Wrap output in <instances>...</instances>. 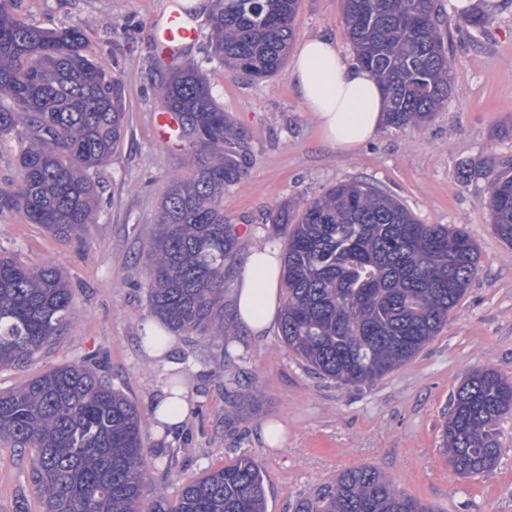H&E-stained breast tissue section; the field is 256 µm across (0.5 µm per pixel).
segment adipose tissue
Listing matches in <instances>:
<instances>
[{
    "label": "adipose tissue",
    "mask_w": 512,
    "mask_h": 512,
    "mask_svg": "<svg viewBox=\"0 0 512 512\" xmlns=\"http://www.w3.org/2000/svg\"><path fill=\"white\" fill-rule=\"evenodd\" d=\"M291 78L332 146L349 150L378 134L387 110L384 90L367 69L343 60L330 37L315 35L301 43ZM280 279L278 250L253 247L233 288L243 333L261 336L272 328L280 315Z\"/></svg>",
    "instance_id": "obj_1"
}]
</instances>
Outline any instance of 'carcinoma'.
<instances>
[{
    "label": "carcinoma",
    "instance_id": "obj_1",
    "mask_svg": "<svg viewBox=\"0 0 512 512\" xmlns=\"http://www.w3.org/2000/svg\"><path fill=\"white\" fill-rule=\"evenodd\" d=\"M298 0H212L213 56L249 77L284 72ZM475 30L480 14L443 17L435 0H343L355 60L382 86L388 123L423 126L452 90L445 19ZM194 141L189 178L164 191L156 232L141 252L143 288L165 331L229 335L226 262L242 244L224 220V190L237 185L244 138L212 94L206 72L182 52L155 90ZM121 82L86 53L78 27L42 28L0 0V140L18 143L17 183L0 187V212L69 237L95 223L94 172L125 133ZM458 178L488 182L494 233L512 246V175L491 161ZM285 239L280 339L306 367L343 386L370 385L397 369L447 325L481 266L477 242L449 224H423L399 199L365 182H342L295 208L270 210ZM72 321V293L53 265L0 256V369L22 368ZM512 412V380L472 371L453 391L441 424L442 454L461 477L493 469L499 420ZM147 415L87 362L64 364L0 392V439L32 452L43 512H142L151 480ZM149 512H266L261 466L241 454L160 494ZM294 512H435L374 466L340 472Z\"/></svg>",
    "mask_w": 512,
    "mask_h": 512
}]
</instances>
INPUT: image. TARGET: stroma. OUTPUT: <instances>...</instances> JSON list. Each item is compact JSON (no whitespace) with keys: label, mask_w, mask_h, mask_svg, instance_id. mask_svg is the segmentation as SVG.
I'll return each instance as SVG.
<instances>
[{"label":"stroma","mask_w":512,"mask_h":512,"mask_svg":"<svg viewBox=\"0 0 512 512\" xmlns=\"http://www.w3.org/2000/svg\"><path fill=\"white\" fill-rule=\"evenodd\" d=\"M181 0H11L12 13L48 29L81 27L87 52L122 82L127 128L111 162L100 168L97 221L81 236L57 237L22 214H0V254L36 267L54 263L65 276L75 315L63 336L20 370H0V391L57 365L104 361L113 385L151 410L162 369L142 344L154 315L141 288L139 260L153 237L162 194L191 174L187 139L164 145L153 131L154 88L167 73L156 63L154 29ZM485 32H449L452 92L423 127L384 126L352 151L326 143L290 73L251 80L209 54L207 17L189 50L212 91L243 132L244 177L224 192V218L245 250L269 241L268 214L284 201L304 203L338 182L365 180L400 199L426 224H454L477 242L482 269L447 325L410 361L373 384L347 387L318 377L282 343L232 330L225 341L190 333L174 353L190 411L175 431L149 429L152 479L143 502L175 498L177 478L191 479L246 453L261 465L267 512H293L295 501L333 483L345 469L370 465L407 495L439 512H512V413L497 426L504 450L497 466L464 478L440 450V423L465 374L487 367L512 379V246L493 232L483 204L488 183L461 181L462 164H512V0H499ZM297 40L325 34L345 59L353 54L342 0H298ZM244 252L233 264L241 275ZM285 426L274 447L265 425ZM29 454L0 441V512H41Z\"/></svg>","instance_id":"35a3bbf8"}]
</instances>
